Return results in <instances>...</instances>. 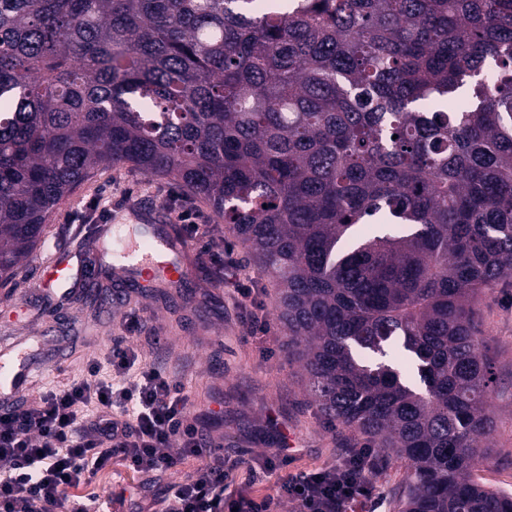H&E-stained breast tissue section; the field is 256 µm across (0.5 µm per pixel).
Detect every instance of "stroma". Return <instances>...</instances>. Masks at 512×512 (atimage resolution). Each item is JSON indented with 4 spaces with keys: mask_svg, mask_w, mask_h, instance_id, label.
<instances>
[{
    "mask_svg": "<svg viewBox=\"0 0 512 512\" xmlns=\"http://www.w3.org/2000/svg\"><path fill=\"white\" fill-rule=\"evenodd\" d=\"M176 195L166 181H150L126 168L98 172L55 211L32 261L14 281L0 284V337L37 335L50 314L57 330H67L74 321L96 330L95 339L70 344L63 369L51 368L36 378L32 398H39L48 386L85 374L88 362L103 358L123 335L146 363L184 383L201 427L223 438L227 458H240L245 464L261 461L273 446L275 435L268 424L272 417L296 435L298 470L336 462L342 449L363 446V438L327 426L308 403L299 368L288 360L275 311L267 313L274 341L265 351L250 336L232 300V287L224 282L223 269L211 262L197 268L180 294L148 296L144 310L130 311L137 326L127 334L118 326L99 325V298H78L56 309L54 295L40 285L44 260L57 252L73 254L85 241L87 222L108 224L117 215L130 224L140 213L157 207L172 212L177 208ZM479 322L496 382L491 397L495 428L488 456L476 474L484 485L512 493L511 284L485 290ZM184 478V471L172 470L145 479L115 465L89 475L83 491L103 502L120 494L158 496Z\"/></svg>",
    "mask_w": 512,
    "mask_h": 512,
    "instance_id": "obj_1",
    "label": "stroma"
}]
</instances>
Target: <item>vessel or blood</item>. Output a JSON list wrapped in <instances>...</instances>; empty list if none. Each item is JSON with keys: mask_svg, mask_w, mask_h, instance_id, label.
I'll return each instance as SVG.
<instances>
[{"mask_svg": "<svg viewBox=\"0 0 512 512\" xmlns=\"http://www.w3.org/2000/svg\"><path fill=\"white\" fill-rule=\"evenodd\" d=\"M167 211L157 217H139L134 224H99L76 262L54 259L44 264L42 278L69 300L88 286L89 270L111 265L114 286L113 315L117 309L138 304L140 285L179 287L192 278L198 253ZM63 353L47 355L33 349L28 337L0 340V406L11 408L24 402L37 374L63 360Z\"/></svg>", "mask_w": 512, "mask_h": 512, "instance_id": "vessel-or-blood-1", "label": "vessel or blood"}]
</instances>
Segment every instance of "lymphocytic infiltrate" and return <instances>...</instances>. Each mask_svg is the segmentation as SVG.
<instances>
[{
	"instance_id": "f902f5d3",
	"label": "lymphocytic infiltrate",
	"mask_w": 512,
	"mask_h": 512,
	"mask_svg": "<svg viewBox=\"0 0 512 512\" xmlns=\"http://www.w3.org/2000/svg\"><path fill=\"white\" fill-rule=\"evenodd\" d=\"M209 259L233 278L251 337L267 343L270 324L254 278L219 254ZM200 434L183 384L115 342L106 362L90 361L81 378L24 408L0 410V512H87L79 492L87 473L113 463L142 476L192 469L161 497L129 499L127 512H278L286 504L293 512H348L355 502L377 512L383 503L374 449L355 448L336 465L294 474L288 446L269 449L261 473H284L271 497L243 493L233 465L202 447Z\"/></svg>"
}]
</instances>
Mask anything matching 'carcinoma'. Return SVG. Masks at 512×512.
I'll return each mask as SVG.
<instances>
[{"instance_id":"1","label":"carcinoma","mask_w":512,"mask_h":512,"mask_svg":"<svg viewBox=\"0 0 512 512\" xmlns=\"http://www.w3.org/2000/svg\"><path fill=\"white\" fill-rule=\"evenodd\" d=\"M310 2L0 0V281L94 172L169 179L279 281L318 411L404 467L397 512H512L474 477L478 306L512 280V0Z\"/></svg>"}]
</instances>
